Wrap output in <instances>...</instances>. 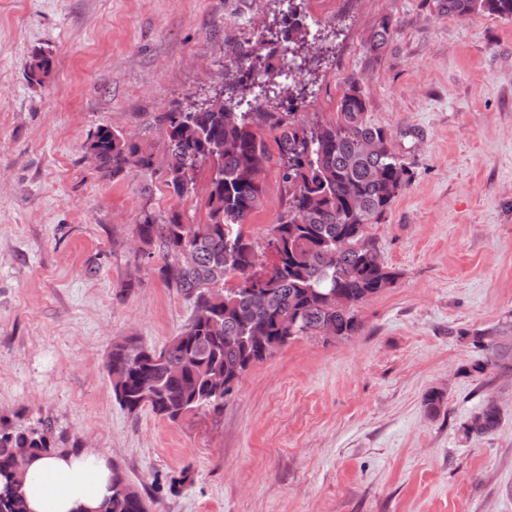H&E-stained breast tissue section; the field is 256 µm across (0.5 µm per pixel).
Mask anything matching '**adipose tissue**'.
Instances as JSON below:
<instances>
[{"label":"adipose tissue","mask_w":512,"mask_h":512,"mask_svg":"<svg viewBox=\"0 0 512 512\" xmlns=\"http://www.w3.org/2000/svg\"><path fill=\"white\" fill-rule=\"evenodd\" d=\"M24 491L27 512H98L112 495V463L93 449L32 456Z\"/></svg>","instance_id":"obj_1"}]
</instances>
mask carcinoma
I'll list each match as a JSON object with an SVG mask.
<instances>
[{"mask_svg":"<svg viewBox=\"0 0 512 512\" xmlns=\"http://www.w3.org/2000/svg\"><path fill=\"white\" fill-rule=\"evenodd\" d=\"M432 10L461 20L474 13L511 20L512 0H432ZM396 30V23L383 19L367 52L382 55ZM266 31L269 39L236 52L234 68L224 73L222 100L160 117L169 144L161 167H155L153 152L135 135L119 129L99 127L85 145L97 154L104 175L115 180L136 169L150 171L178 199L194 191L201 167L210 168L207 223L185 224L178 211L162 214L147 204L141 208L136 231L147 258L162 261L161 275L192 302L193 314L183 331L159 350L148 346L131 356L124 345H112L108 359L128 366L127 380L112 385V394L131 414L148 408L172 423L198 411L221 414L232 387H216V374L237 382L293 336H317L326 327L339 338L358 335L361 322L355 308L396 280L366 240L369 225L381 222L410 181L391 135L367 120L364 92L353 77L345 82L331 123H298L294 113L281 111L283 102L305 92L300 76L310 71L309 54L319 47L309 40L295 7L274 18ZM276 57L295 64L286 83L281 80L283 64L273 62ZM51 64L43 49L34 50L30 80L40 81ZM264 129L275 134L287 200L258 245L245 237L243 227L263 201L261 175L251 169L249 159L270 154ZM188 246L198 252L194 271L178 263ZM256 290L270 297V308L250 306L249 295ZM256 326L267 331L265 348L248 340ZM473 345L484 354L477 370L512 365L511 338L479 333ZM442 405L441 393L424 394L428 415H438ZM500 423V409L488 401L462 424L463 434L485 438ZM18 448L33 454L51 453L57 446L49 428L0 417V512H24ZM154 508L156 501L114 469L106 512Z\"/></svg>","mask_w":512,"mask_h":512,"instance_id":"obj_1","label":"carcinoma"}]
</instances>
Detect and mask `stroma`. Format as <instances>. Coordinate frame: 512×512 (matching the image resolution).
<instances>
[{"instance_id":"obj_1","label":"stroma","mask_w":512,"mask_h":512,"mask_svg":"<svg viewBox=\"0 0 512 512\" xmlns=\"http://www.w3.org/2000/svg\"><path fill=\"white\" fill-rule=\"evenodd\" d=\"M297 8L329 47L297 121H335L356 78L411 175L368 229L397 278L358 308L359 335L300 337L251 367L222 415L172 423L122 409L105 362L118 339L159 349L187 324L191 302L132 239L147 202L205 223L207 173L177 200L148 172L103 177L85 145L118 128L163 164L159 116L209 98L230 49L283 4L0 0V416L104 453L161 512H512V372H476L472 344L512 330V20L439 16L429 0ZM385 17L398 32L375 58L366 40ZM37 48L52 65L35 83ZM262 180L255 239L285 204L277 163ZM489 400L500 427L466 438Z\"/></svg>"}]
</instances>
